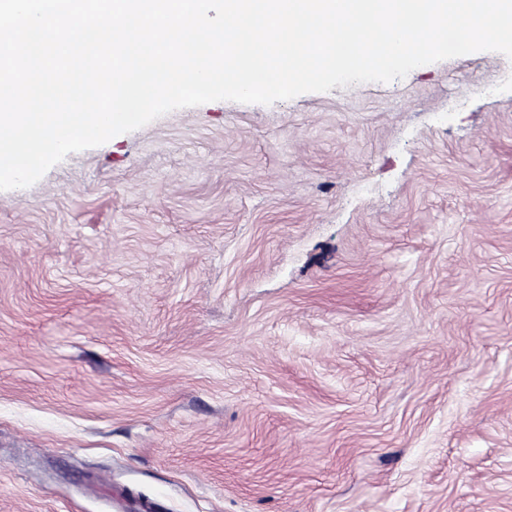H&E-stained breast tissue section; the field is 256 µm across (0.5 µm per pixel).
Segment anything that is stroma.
I'll return each instance as SVG.
<instances>
[{"label": "stroma", "instance_id": "35a3bbf8", "mask_svg": "<svg viewBox=\"0 0 512 512\" xmlns=\"http://www.w3.org/2000/svg\"><path fill=\"white\" fill-rule=\"evenodd\" d=\"M0 512H512V58L0 191Z\"/></svg>", "mask_w": 512, "mask_h": 512}]
</instances>
